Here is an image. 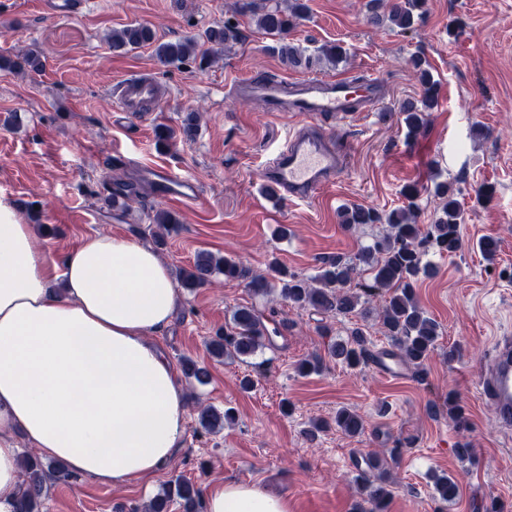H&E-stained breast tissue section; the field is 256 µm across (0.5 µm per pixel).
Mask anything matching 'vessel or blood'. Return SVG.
<instances>
[{
  "label": "vessel or blood",
  "instance_id": "obj_1",
  "mask_svg": "<svg viewBox=\"0 0 512 512\" xmlns=\"http://www.w3.org/2000/svg\"><path fill=\"white\" fill-rule=\"evenodd\" d=\"M235 91L260 97L266 111L293 112L303 120L264 169L262 179L283 199L305 201L347 169L346 145L322 125L325 118L350 119L375 110L383 99V85L375 77H311L285 80L273 74L254 76L235 84ZM112 98L122 112H152L158 105V86L131 74L118 82ZM147 177L162 198L188 203L199 192L190 178L170 169H151ZM479 397L491 405L499 429H512V338L495 339L489 362L476 387Z\"/></svg>",
  "mask_w": 512,
  "mask_h": 512
}]
</instances>
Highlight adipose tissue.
<instances>
[{"instance_id": "ef3b65f1", "label": "adipose tissue", "mask_w": 512, "mask_h": 512, "mask_svg": "<svg viewBox=\"0 0 512 512\" xmlns=\"http://www.w3.org/2000/svg\"><path fill=\"white\" fill-rule=\"evenodd\" d=\"M179 292L167 263L129 237L97 234L46 257L0 203V512H20L15 438L103 483L143 480L181 446L187 396L154 341ZM205 512H290L287 498L234 480Z\"/></svg>"}]
</instances>
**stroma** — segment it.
Masks as SVG:
<instances>
[{"instance_id": "1", "label": "stroma", "mask_w": 512, "mask_h": 512, "mask_svg": "<svg viewBox=\"0 0 512 512\" xmlns=\"http://www.w3.org/2000/svg\"><path fill=\"white\" fill-rule=\"evenodd\" d=\"M52 2L0 0V56L34 50L44 64L36 73L0 70V202L32 225L49 259H60L83 238L121 234L154 247L174 271L205 250L258 272L276 259L308 277L322 257L351 256L386 231L382 224L345 231L340 208L359 204L388 213L406 206L402 190L410 183L423 188L418 223L434 221L437 201L428 188L445 180L458 191L464 222L461 248L450 256L429 252L436 272L416 284L421 307L441 328L420 374L407 366L397 379L329 356V345L355 325L370 350L389 347L377 315L333 317L270 304L239 280L180 288L179 305L157 341L172 363L187 357L208 369L207 385L186 384L188 402L200 398L231 410L232 421L211 433L190 407L181 447L156 474L119 487L82 476L53 484L44 512H132L179 476L204 488L234 479L275 490L287 496L291 512H356L354 463L382 449L398 452L384 460L393 478L384 512H485L493 501L512 512V432L495 427L491 407L476 391L495 338L512 336V0H426L421 20L406 33L368 23L366 0H305L304 17L288 32L291 44L311 54L298 67L282 64L277 39L239 13L238 0H83L71 17L56 15ZM224 22L240 37L212 60L197 56L165 67L153 46L119 54L107 43L112 31L130 23L148 25L157 41L167 42ZM326 43L341 45L345 59L332 64L319 56ZM415 55L438 83L439 104L411 135L399 108L423 93L409 64ZM132 72L166 89L150 115L131 117L114 106L113 85ZM262 73L372 74L386 86L374 112L327 120L350 165L313 199L284 201L261 183L274 152L300 127L292 113L267 112L257 98L230 94L232 83ZM187 112L201 115L197 135L157 145L156 128L177 130ZM154 167L195 180L198 201L176 205L157 197L145 182L146 169ZM117 178L134 183L144 205L128 213L108 205L105 184ZM487 183L495 192L480 198ZM159 210L177 219L160 243L153 235ZM486 237L500 241L491 261L477 248ZM240 306L277 309L289 327L252 357L216 360L206 343ZM314 357L318 371L301 374L300 361ZM246 376L253 381L248 390L240 385ZM452 401L468 430L449 419ZM343 407L363 416L362 434L337 429L334 418ZM314 422L323 428L311 439L305 431ZM465 440L475 450L470 462L455 453ZM448 475L460 484L452 503L435 492L437 479Z\"/></svg>"}]
</instances>
